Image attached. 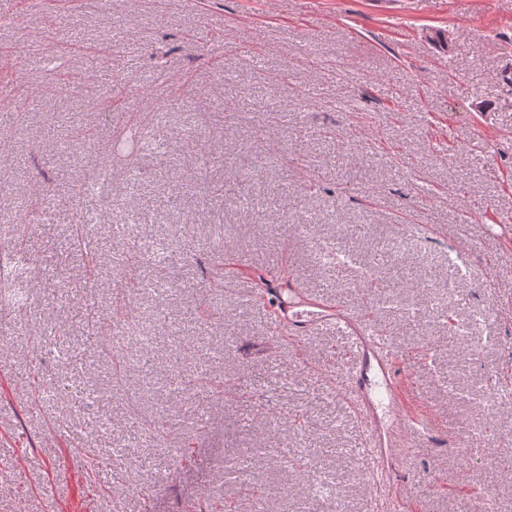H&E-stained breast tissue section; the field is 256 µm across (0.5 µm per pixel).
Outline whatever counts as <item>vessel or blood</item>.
I'll list each match as a JSON object with an SVG mask.
<instances>
[{"label":"vessel or blood","mask_w":512,"mask_h":512,"mask_svg":"<svg viewBox=\"0 0 512 512\" xmlns=\"http://www.w3.org/2000/svg\"><path fill=\"white\" fill-rule=\"evenodd\" d=\"M269 294L279 335L300 340L330 326L348 335L350 345L343 355L346 388L366 433L362 454L373 477L383 479L388 460L406 438L429 433L427 417L411 414L404 406V380L386 337L370 319L320 303L304 289L274 282Z\"/></svg>","instance_id":"1"}]
</instances>
